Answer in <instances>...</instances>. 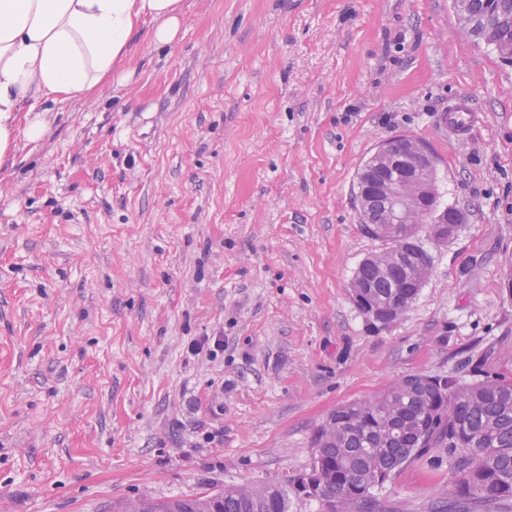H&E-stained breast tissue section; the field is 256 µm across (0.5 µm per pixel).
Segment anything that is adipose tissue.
Returning <instances> with one entry per match:
<instances>
[{
	"label": "adipose tissue",
	"mask_w": 512,
	"mask_h": 512,
	"mask_svg": "<svg viewBox=\"0 0 512 512\" xmlns=\"http://www.w3.org/2000/svg\"><path fill=\"white\" fill-rule=\"evenodd\" d=\"M183 0H0V164L49 131L45 106L79 100L130 61L133 35L175 42Z\"/></svg>",
	"instance_id": "obj_1"
}]
</instances>
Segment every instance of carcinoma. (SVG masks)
I'll return each instance as SVG.
<instances>
[{
    "instance_id": "1",
    "label": "carcinoma",
    "mask_w": 512,
    "mask_h": 512,
    "mask_svg": "<svg viewBox=\"0 0 512 512\" xmlns=\"http://www.w3.org/2000/svg\"><path fill=\"white\" fill-rule=\"evenodd\" d=\"M461 32L501 55L512 50V0H453ZM417 262L402 257L383 270L367 257L355 278L384 303L410 307L424 281ZM336 436L317 431L319 455L310 472L320 490L312 495L321 512H384L372 490L431 448L448 455L453 512H498L512 498V375L483 371L469 381L411 374L378 395L331 413ZM264 499L269 512H288V489L279 484L212 487L163 500L137 498L120 512H205L218 499V512H251L249 497Z\"/></svg>"
}]
</instances>
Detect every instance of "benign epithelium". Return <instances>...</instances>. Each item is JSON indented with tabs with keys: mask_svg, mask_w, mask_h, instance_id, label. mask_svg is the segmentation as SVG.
<instances>
[{
	"mask_svg": "<svg viewBox=\"0 0 512 512\" xmlns=\"http://www.w3.org/2000/svg\"><path fill=\"white\" fill-rule=\"evenodd\" d=\"M435 164L434 156L424 143L402 135L382 143L362 167L358 188L363 215L365 219H370L371 200L376 195H384L392 201L393 221L375 224L373 229L379 238L396 242L399 253L409 255L417 244L413 232L415 224L412 222L414 213L435 207L427 183H419L412 193L405 194L400 181L412 172H424ZM351 292L357 308L375 327L387 326L403 315L397 308L384 310L376 302H367L370 294L360 283L351 284Z\"/></svg>",
	"mask_w": 512,
	"mask_h": 512,
	"instance_id": "benign-epithelium-1",
	"label": "benign epithelium"
}]
</instances>
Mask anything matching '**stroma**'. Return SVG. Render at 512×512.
Returning <instances> with one entry per match:
<instances>
[{"instance_id": "stroma-1", "label": "stroma", "mask_w": 512, "mask_h": 512, "mask_svg": "<svg viewBox=\"0 0 512 512\" xmlns=\"http://www.w3.org/2000/svg\"><path fill=\"white\" fill-rule=\"evenodd\" d=\"M177 40L52 104L0 166V512H119L225 484L288 485L337 407L410 374L512 369V62L452 0H183ZM483 116L448 129V103ZM407 135L463 216L404 315L351 281L385 243L353 184ZM203 336L216 353L191 354ZM431 450L376 489L444 512Z\"/></svg>"}]
</instances>
